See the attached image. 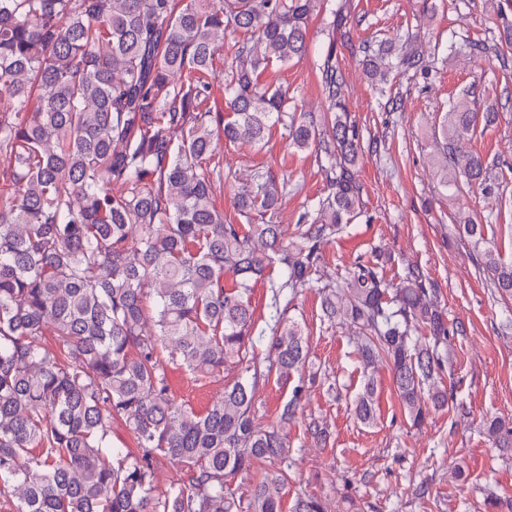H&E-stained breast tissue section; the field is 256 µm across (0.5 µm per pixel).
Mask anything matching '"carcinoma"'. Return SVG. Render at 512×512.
Returning <instances> with one entry per match:
<instances>
[{
  "label": "carcinoma",
  "mask_w": 512,
  "mask_h": 512,
  "mask_svg": "<svg viewBox=\"0 0 512 512\" xmlns=\"http://www.w3.org/2000/svg\"><path fill=\"white\" fill-rule=\"evenodd\" d=\"M324 0H0V497L12 512H280L294 465L287 427L302 387L277 424L257 423L256 392L309 363L288 304L308 288L328 320L354 329L363 381L356 419H376V374L390 369L404 414L421 427L460 407L441 384L451 337L427 275L407 264L399 281L369 262L340 280L320 274L325 244L361 212L355 169L362 142L350 122L336 35L351 11L330 9L319 52L324 112L289 107L288 89L261 88L257 72L309 53L308 21ZM233 45L224 84L229 114L208 107V75ZM360 65L383 89L433 65L410 36L366 41ZM473 56L509 58L483 41ZM498 109L471 86L432 130L443 197L499 194L494 163L467 149ZM311 151L327 195L283 237L286 182L257 170L232 197L239 223L215 203V132L265 145L271 129ZM469 258L512 299V261L460 219ZM279 280L269 278L274 268ZM232 277L230 287L224 278ZM269 279L268 331H257L252 283ZM152 299L153 310L144 300ZM54 336L48 347L46 336ZM265 354L259 355L258 349ZM197 377L235 374L203 413L178 402L164 361ZM135 439L112 442V424ZM486 435L512 447V426L490 418ZM308 433L326 442L328 424ZM182 476L158 486L162 461ZM277 465L252 478L259 462ZM249 480L246 492L231 488ZM299 496L293 512H329Z\"/></svg>",
  "instance_id": "carcinoma-1"
}]
</instances>
